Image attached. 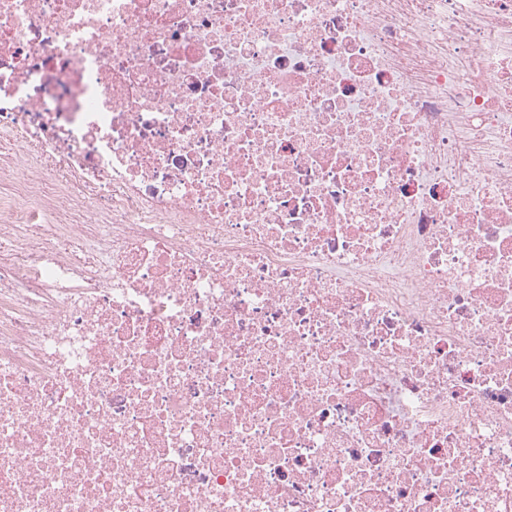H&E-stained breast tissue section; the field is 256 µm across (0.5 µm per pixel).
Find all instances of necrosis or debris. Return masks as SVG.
<instances>
[{
    "label": "necrosis or debris",
    "instance_id": "1",
    "mask_svg": "<svg viewBox=\"0 0 512 512\" xmlns=\"http://www.w3.org/2000/svg\"><path fill=\"white\" fill-rule=\"evenodd\" d=\"M0 512H512V0H0Z\"/></svg>",
    "mask_w": 512,
    "mask_h": 512
}]
</instances>
